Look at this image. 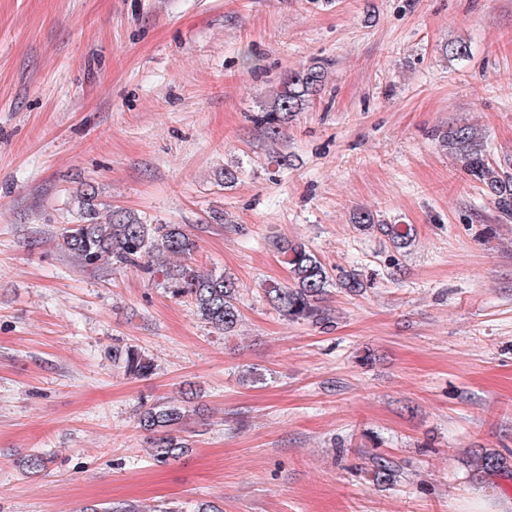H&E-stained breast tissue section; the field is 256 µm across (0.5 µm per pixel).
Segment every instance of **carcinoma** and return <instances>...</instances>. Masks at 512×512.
Here are the masks:
<instances>
[{"label":"carcinoma","mask_w":512,"mask_h":512,"mask_svg":"<svg viewBox=\"0 0 512 512\" xmlns=\"http://www.w3.org/2000/svg\"><path fill=\"white\" fill-rule=\"evenodd\" d=\"M327 73L317 62L288 72L268 103L253 116V122L277 141L282 125L303 111L320 93ZM440 147L454 154L467 178L480 185L498 213L512 218V155L491 159L484 136L471 126H450L437 135ZM78 223L69 225L61 234L59 247L82 266L94 268L110 259L116 264L133 267L145 274L153 273V263L163 264L170 256L180 263L166 268V289L175 299L191 304L197 316L214 331H234L240 321L238 285L224 273H200L192 262L197 250L193 239L179 224H145L133 212L114 211L108 222L99 221L95 190L80 192ZM350 223L367 232H379L391 242L395 251L408 246L414 235L410 224H387L381 216L365 209L350 214ZM273 247L284 255L291 274V285L269 283L264 288L269 303L284 318L313 324L330 322L329 313L320 306L327 289L339 286L350 293L366 287L359 274L341 271L332 274L320 257L302 242L272 240ZM112 360L122 363L125 373L146 378L154 364L137 346L126 344L112 348ZM190 416V406L172 401L144 402L140 405L138 426L151 434L150 457L158 464H168L190 451L181 427ZM49 458L42 452L31 453L19 460L28 474L47 469ZM471 469L481 476L512 475L504 457L498 453L477 450L470 457Z\"/></svg>","instance_id":"cac0c4a2"}]
</instances>
